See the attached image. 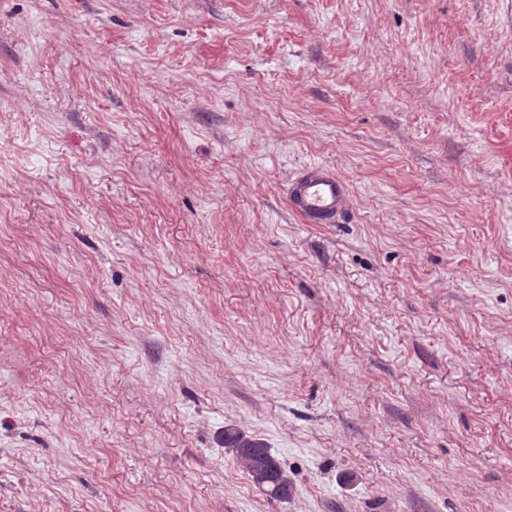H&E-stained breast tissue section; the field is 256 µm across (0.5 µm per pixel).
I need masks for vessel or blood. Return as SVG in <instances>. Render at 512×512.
I'll list each match as a JSON object with an SVG mask.
<instances>
[{"mask_svg": "<svg viewBox=\"0 0 512 512\" xmlns=\"http://www.w3.org/2000/svg\"><path fill=\"white\" fill-rule=\"evenodd\" d=\"M349 185L337 173L318 164L307 165L291 183L290 209L313 224H333L344 211Z\"/></svg>", "mask_w": 512, "mask_h": 512, "instance_id": "vessel-or-blood-1", "label": "vessel or blood"}]
</instances>
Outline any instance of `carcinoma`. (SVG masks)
<instances>
[{
  "label": "carcinoma",
  "instance_id": "1",
  "mask_svg": "<svg viewBox=\"0 0 512 512\" xmlns=\"http://www.w3.org/2000/svg\"><path fill=\"white\" fill-rule=\"evenodd\" d=\"M224 447L235 453L239 466L268 497L281 500L292 489V482L284 468L263 440L238 428L226 427Z\"/></svg>",
  "mask_w": 512,
  "mask_h": 512
}]
</instances>
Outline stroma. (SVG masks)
Masks as SVG:
<instances>
[{
  "instance_id": "obj_1",
  "label": "stroma",
  "mask_w": 512,
  "mask_h": 512,
  "mask_svg": "<svg viewBox=\"0 0 512 512\" xmlns=\"http://www.w3.org/2000/svg\"><path fill=\"white\" fill-rule=\"evenodd\" d=\"M0 512H512V0H0ZM350 196L349 185L337 173L318 164L307 165L291 183L290 209L313 224H334ZM224 446L235 453L237 463L252 483L269 498L285 500L293 485L272 449L259 438L234 427H225Z\"/></svg>"
}]
</instances>
